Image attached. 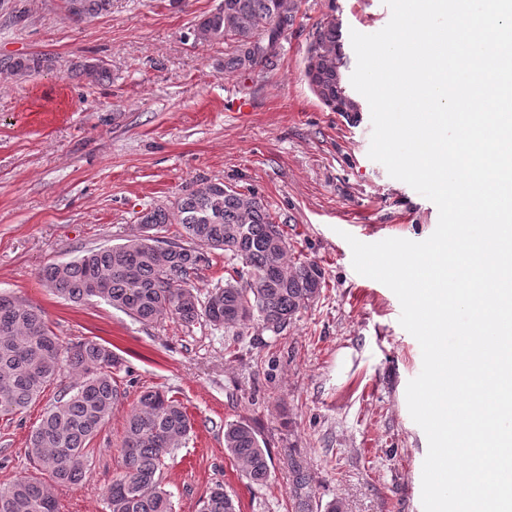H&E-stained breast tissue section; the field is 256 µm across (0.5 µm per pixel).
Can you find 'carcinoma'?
I'll use <instances>...</instances> for the list:
<instances>
[{"instance_id": "carcinoma-1", "label": "carcinoma", "mask_w": 512, "mask_h": 512, "mask_svg": "<svg viewBox=\"0 0 512 512\" xmlns=\"http://www.w3.org/2000/svg\"><path fill=\"white\" fill-rule=\"evenodd\" d=\"M64 4L67 17L78 22L108 12L112 0H64ZM293 22L288 0H221L197 20L192 36L196 43H232L233 53L224 69L252 71L276 54ZM309 60L317 61L330 80L339 81L349 98L347 115L360 111L346 83L336 27L317 28ZM52 66V59L44 55L0 61V68L22 77L39 75ZM77 68L92 83L109 77L100 62ZM138 223L152 224L159 233L168 224H178L188 245L158 239L153 248L137 236L117 245H100L45 266L42 285L74 303L101 300L144 324L171 315L188 325L203 320L236 337L256 319L269 331L283 332L322 292L321 269L307 259H287L284 231L253 192L202 180L172 206L142 212ZM205 249L224 252V265L233 275L224 286L202 295L192 278ZM64 366L79 382L45 412L27 448L36 471L47 480L22 476L0 486V512H60L51 486L74 485L83 479L89 444L109 422L121 397L114 380L121 361L110 347L87 339L65 353L39 308L1 295L0 415L25 409ZM191 431L190 416L177 397L159 389L142 393L127 416L120 448L122 470L107 490L110 512H175L172 495L165 489L164 468L166 460L187 444ZM224 449L249 483H267L270 457L261 433L248 421L224 425ZM291 468L301 490L298 512H308L312 478L296 462ZM200 512H239V508L233 495L217 484Z\"/></svg>"}]
</instances>
